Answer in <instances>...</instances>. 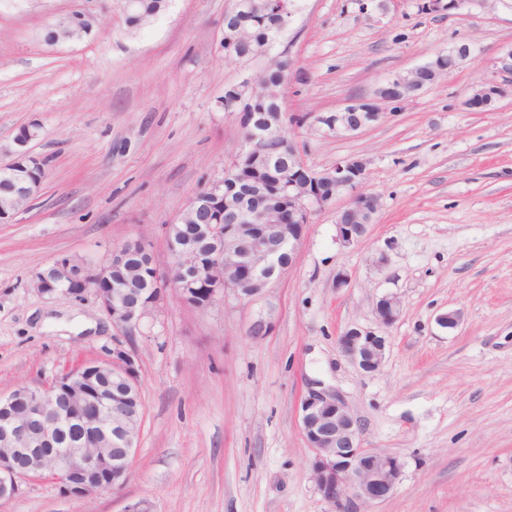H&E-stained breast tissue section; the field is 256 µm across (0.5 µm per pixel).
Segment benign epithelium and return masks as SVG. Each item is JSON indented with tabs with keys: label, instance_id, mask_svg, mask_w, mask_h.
<instances>
[{
	"label": "benign epithelium",
	"instance_id": "7a95c632",
	"mask_svg": "<svg viewBox=\"0 0 512 512\" xmlns=\"http://www.w3.org/2000/svg\"><path fill=\"white\" fill-rule=\"evenodd\" d=\"M499 5L512 12V0H448V12ZM473 52L462 43L438 53L431 62L404 74L388 77L373 93L348 101L344 108L315 117L325 133H350L379 121L388 108H398L410 97L408 88L452 73L460 61ZM512 94V46L500 51L488 73L466 94L465 106L472 112H488L501 99ZM263 96L276 106V119L266 118V129L241 142L238 154L248 155L260 169L267 167L273 154L276 123L298 125V117L284 110L278 88L263 90ZM311 178H288L282 191L296 224L280 222L274 212L270 222L254 229L238 214L233 200L224 198L228 224H199L195 235L210 243L208 260L191 264L190 245L180 246L162 269L154 265L151 288L144 305L127 302L124 289L112 286V272L121 268L132 249L150 252L141 240H127L112 250L100 264L75 261L70 257L53 259L33 277V288L43 295H80L92 290L124 336H133L142 321L157 311L173 293L185 306L204 308L221 297L233 295L250 300L277 281L294 264L297 245L312 216L326 209L342 195L350 198L348 207L336 212V241L344 248L355 247L368 234L378 211L379 200L362 191L366 163L346 158ZM400 313V301L393 295L375 304L378 327L350 325L339 337L347 357L364 374L382 366L390 327ZM107 376L121 385L120 392L107 404V417L98 423L97 448H48L46 444L65 434L73 419L89 405L96 404L84 382ZM141 393L136 349L118 347L112 357L93 359L65 372L53 382L22 386L0 395V410L9 412L18 404L26 410L0 421V498L15 491L19 479L49 478L58 481L72 495L87 497L112 492L122 485L132 466L141 428L127 424L129 398ZM300 429L313 451L311 473L323 499L333 512H360V508L389 495L400 483L405 461L393 454L362 443V427L350 413L344 399L321 381H313L298 407Z\"/></svg>",
	"mask_w": 512,
	"mask_h": 512
}]
</instances>
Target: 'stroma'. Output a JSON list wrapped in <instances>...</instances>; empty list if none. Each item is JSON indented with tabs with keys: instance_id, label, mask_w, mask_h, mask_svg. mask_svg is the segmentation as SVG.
I'll list each match as a JSON object with an SVG mask.
<instances>
[{
	"instance_id": "obj_1",
	"label": "stroma",
	"mask_w": 512,
	"mask_h": 512,
	"mask_svg": "<svg viewBox=\"0 0 512 512\" xmlns=\"http://www.w3.org/2000/svg\"><path fill=\"white\" fill-rule=\"evenodd\" d=\"M231 0H171L136 35L115 0H0V166L36 122L45 177L0 223V394L54 381L134 344L144 401L133 468L114 492L79 498L51 479L18 483L0 512H331L311 476L297 406L309 380L336 388L363 445L400 456L399 485L370 512H512V96L491 111L468 88L512 46V15L432 11L428 0H297L276 49L292 66L288 112H332L383 79L468 43L457 69L383 120L348 134L291 127L307 168L367 165L379 199L367 237L336 241L347 198L314 216L295 264L254 300L204 309L168 296L133 338L93 293L48 298L31 278L52 258L104 262L145 239L167 258V226L238 152L237 115L216 100L262 61L217 49ZM99 19L50 47L59 16ZM349 284L336 285L338 274ZM401 302L381 369L362 374L338 338ZM458 312L453 330L439 314ZM264 320L265 335L252 333Z\"/></svg>"
}]
</instances>
